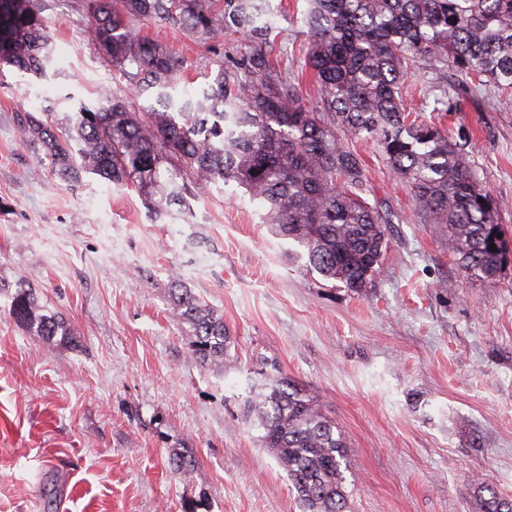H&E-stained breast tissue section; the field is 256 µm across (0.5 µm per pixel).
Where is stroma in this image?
I'll return each instance as SVG.
<instances>
[{
    "label": "stroma",
    "mask_w": 512,
    "mask_h": 512,
    "mask_svg": "<svg viewBox=\"0 0 512 512\" xmlns=\"http://www.w3.org/2000/svg\"><path fill=\"white\" fill-rule=\"evenodd\" d=\"M51 47L47 74L0 71V278L23 277L61 313L77 344L31 335L0 298V512H301L256 429L231 404L257 360L309 392L346 437L352 512H484L512 500V260L496 283L467 277L444 227L428 223L379 147L354 140L368 199L390 240L362 294L310 271L303 248L262 224L228 182L154 219L141 195L87 173L66 182L22 142L26 114L57 120L112 85L84 0H30ZM304 0H263L276 59L306 70ZM189 69L180 91L212 83L219 54L168 24L142 27ZM410 117L468 133L464 158L512 244V94L436 98L452 67L408 62ZM180 279L224 317L235 346L204 367L169 305ZM196 464L173 474L168 459Z\"/></svg>",
    "instance_id": "35a3bbf8"
}]
</instances>
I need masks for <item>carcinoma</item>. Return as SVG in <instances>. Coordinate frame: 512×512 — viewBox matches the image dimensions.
<instances>
[{"label":"carcinoma","mask_w":512,"mask_h":512,"mask_svg":"<svg viewBox=\"0 0 512 512\" xmlns=\"http://www.w3.org/2000/svg\"><path fill=\"white\" fill-rule=\"evenodd\" d=\"M307 64L321 106L302 102L295 80L273 68V27L257 24V0H87L86 21L113 79L100 103L58 123L26 116L23 140L38 143L55 174L91 173L144 195L156 217L219 181L237 182L262 204L263 222L305 250L310 270L355 293L371 284L388 247L386 224L365 198L359 156L336 135L374 140L433 224L448 225L467 276L487 284L506 261L504 230L492 201L447 132L417 124L403 99L409 58L451 64L457 94L487 85L512 90V0H305ZM186 25L214 49L228 32L249 50L219 61L210 89L174 97L186 61L135 32L138 24ZM48 41L29 0H0V70L41 74ZM153 97L159 106L139 107ZM10 316L36 336H69L58 312L41 306L24 278L0 279ZM171 301L200 364L224 367L234 340L224 316L176 281ZM247 385L243 414L260 445L287 473L304 512H346L342 466L347 441L317 397L273 368ZM175 474L189 455L169 461Z\"/></svg>","instance_id":"obj_1"}]
</instances>
